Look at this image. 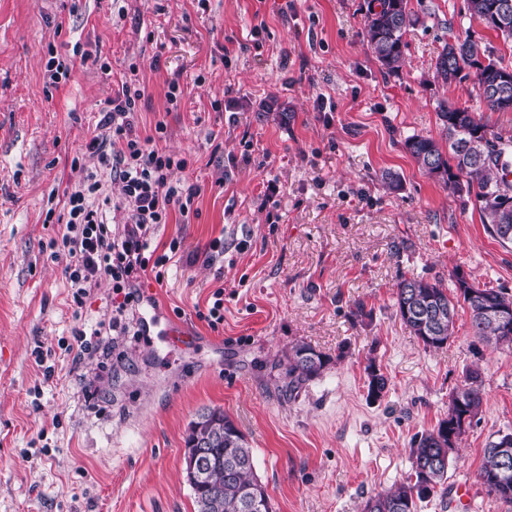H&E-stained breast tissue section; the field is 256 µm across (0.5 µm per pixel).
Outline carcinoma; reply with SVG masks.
I'll return each mask as SVG.
<instances>
[{"instance_id": "cac0c4a2", "label": "carcinoma", "mask_w": 512, "mask_h": 512, "mask_svg": "<svg viewBox=\"0 0 512 512\" xmlns=\"http://www.w3.org/2000/svg\"><path fill=\"white\" fill-rule=\"evenodd\" d=\"M500 0H467L469 18L487 23ZM417 19L408 9V0H369L362 32L368 50L388 73L400 70L404 59V36ZM473 79L474 87L491 112L512 111V69L494 58V50L471 39L448 42L434 63V79L446 84ZM436 112L448 140V150L430 136L414 135L405 141L412 158L427 174L442 171L441 181L448 190L464 198L478 209L489 232L502 244H512V180L506 172L512 163V137H488L482 118L466 108L442 100ZM480 141L479 150L468 149L473 140ZM502 303L512 305V295L502 288H483L477 295L469 294L460 280L455 291L448 294L440 282L423 277L401 276L395 293L396 314L403 324L427 348H441L454 335L455 311L459 304L470 313L472 336L480 343L495 347H512V326L499 324L488 310ZM288 387L295 390L319 377L331 358L316 351L304 341L294 343L285 354ZM367 396L380 399L387 389V378L371 362L366 367ZM449 401L457 416L468 424L482 411L483 391L480 374L466 372L463 383L456 387ZM223 431V439L208 449L206 476L198 483L188 482L195 512H248L246 492L261 498L269 494L255 474V455L245 435L233 420L220 409H207L198 414L189 426L186 447ZM453 431L452 419L444 417L431 429L416 435L411 444L412 473L404 482L377 492L363 505V512H417V502L437 493L448 481V433ZM512 443V434H505L484 448L479 478L488 494L512 504V466L502 469L495 448Z\"/></svg>"}]
</instances>
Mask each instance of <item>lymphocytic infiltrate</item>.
Masks as SVG:
<instances>
[{
    "label": "lymphocytic infiltrate",
    "instance_id": "f902f5d3",
    "mask_svg": "<svg viewBox=\"0 0 512 512\" xmlns=\"http://www.w3.org/2000/svg\"><path fill=\"white\" fill-rule=\"evenodd\" d=\"M143 97L138 78L122 80L115 95L103 109L97 132L85 144V153L95 158L99 170L67 192L63 215H46V223H59L56 237L48 242L51 258L66 256L65 273L73 288L74 306H82L87 290L99 279L112 283V318L109 331L124 336L131 332L133 316L143 302L140 280L154 270L155 280H163V267L178 242L169 251L157 254L153 245L156 225L167 223L171 213L189 218L200 195L197 185L171 179L173 170L188 166L186 158L167 153L160 143L167 134L164 122H156L154 132L140 136L135 115ZM109 171L120 186L119 197L102 191L99 171ZM127 214L122 232L112 230V210Z\"/></svg>",
    "mask_w": 512,
    "mask_h": 512
}]
</instances>
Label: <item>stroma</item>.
<instances>
[{"label": "stroma", "instance_id": "stroma-1", "mask_svg": "<svg viewBox=\"0 0 512 512\" xmlns=\"http://www.w3.org/2000/svg\"><path fill=\"white\" fill-rule=\"evenodd\" d=\"M121 4L117 14L111 0H0V512H194L185 439L208 408L246 436L274 512H362L406 480L414 435L445 417L471 367L484 404L448 482L469 484L472 512H512L479 479L486 444L512 434V348L477 342L465 308L453 338L425 348L394 307L411 274L450 289L460 269L512 293V245L404 147L415 134L444 141L441 100L512 136V112L487 111L472 81L433 78L449 38L493 46L511 68L512 43L463 21L466 0H408L419 22L388 75L362 41L368 0ZM52 52L68 67L55 86ZM132 69L138 130L166 123L161 146L189 158L173 178L200 186L198 214L155 228L156 242L180 248L163 281L141 285L148 335L80 358L73 331L103 319L111 286L99 280L74 310L66 261L48 248L58 227L44 217L93 167L71 161ZM219 237L223 254L208 257ZM219 288L214 330L199 314ZM172 322L190 347L169 342ZM296 341L332 361L292 392L283 354ZM371 363L388 379L376 401Z\"/></svg>", "mask_w": 512, "mask_h": 512}]
</instances>
